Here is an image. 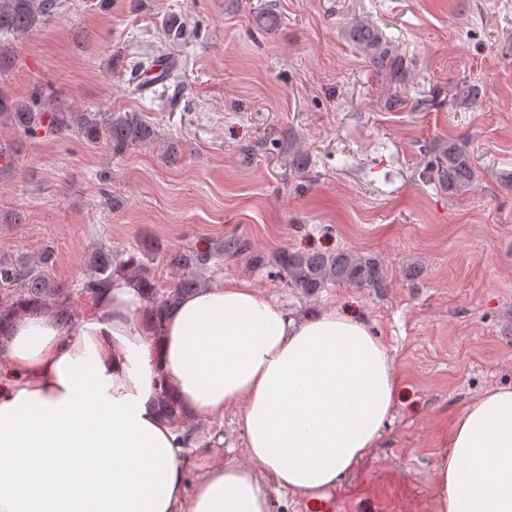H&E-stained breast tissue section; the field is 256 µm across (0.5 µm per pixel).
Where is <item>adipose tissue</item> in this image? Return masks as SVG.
<instances>
[{"mask_svg": "<svg viewBox=\"0 0 512 512\" xmlns=\"http://www.w3.org/2000/svg\"><path fill=\"white\" fill-rule=\"evenodd\" d=\"M399 396L365 318L300 320L236 281L183 296L159 323L129 285L70 326L26 309L0 345V512H272V492L339 486ZM228 411L246 462L213 459L187 486L186 418ZM432 495L433 512H512V387L455 419Z\"/></svg>", "mask_w": 512, "mask_h": 512, "instance_id": "obj_1", "label": "adipose tissue"}]
</instances>
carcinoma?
<instances>
[{"label":"carcinoma","instance_id":"obj_1","mask_svg":"<svg viewBox=\"0 0 512 512\" xmlns=\"http://www.w3.org/2000/svg\"><path fill=\"white\" fill-rule=\"evenodd\" d=\"M55 0H0V75L14 64L15 54L5 46L3 38L19 36L30 31L39 18L50 16ZM349 37L381 77L387 88V103L401 108L407 104L404 90L411 78L410 67L395 55L392 47L372 23L354 22ZM12 124L31 137L44 132L61 137L77 129L90 142L107 139L112 153L119 155L129 147L150 143L157 137L154 127L136 114L105 118L98 112H74L65 101L53 107L36 110L27 102L9 96L0 87V123ZM425 178L448 187L457 194L468 191L474 183L476 168L468 149V142L449 139L438 150L431 166L424 171ZM246 251L237 239H228L215 247H199L193 241L165 255L167 264L180 272L173 289L160 295L149 270L131 255L123 258L102 246L90 257V273L82 283L83 292L96 298L101 292L118 285L122 279L136 283L142 296L152 304L155 318L159 319L173 308L180 297L204 287V272L218 256ZM54 261L53 251L45 250L33 264L22 260L7 262L0 259V289L4 301L0 302V337L9 335L13 316L23 308L44 307L59 300L65 288L48 273ZM274 264L288 278L293 288L306 296H316L331 284L344 283L356 287L383 288L384 274L380 263L362 258L351 252L298 251L281 248L274 256Z\"/></svg>","mask_w":512,"mask_h":512}]
</instances>
